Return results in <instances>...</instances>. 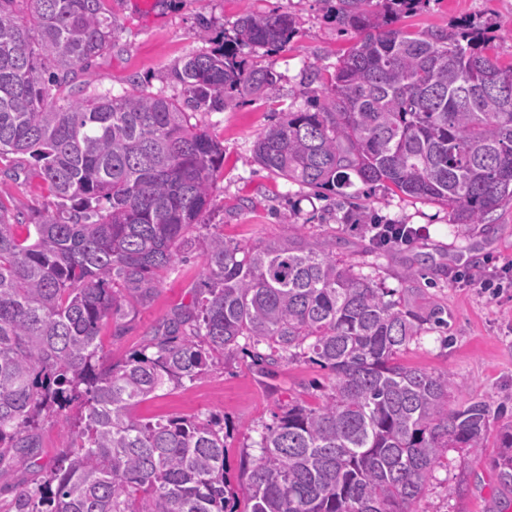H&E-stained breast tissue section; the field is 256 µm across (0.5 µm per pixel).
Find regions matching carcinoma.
Returning a JSON list of instances; mask_svg holds the SVG:
<instances>
[{"mask_svg":"<svg viewBox=\"0 0 512 512\" xmlns=\"http://www.w3.org/2000/svg\"><path fill=\"white\" fill-rule=\"evenodd\" d=\"M422 0H338L358 40L339 60L330 102L285 114L254 144L269 172L317 192L370 184L448 206L452 223L486 224L512 201V64L475 27L406 31ZM285 12L245 11L233 46L194 53L169 73L185 98L134 88L63 97L112 49L104 0H0V158L23 154L58 199L22 225L0 202V464H23L39 426L80 405L44 479L14 512H409L450 448L479 455L489 406L470 385L399 361L429 318L294 227L242 246L208 230L224 149L186 109L221 111L239 95L276 94V75L239 59L285 47ZM201 258L205 288L143 347L103 363L101 331L127 329L160 275ZM244 339L256 365L304 358L329 370L326 399L288 405L243 464L240 501L226 472L224 426L133 409L192 382ZM496 478L512 490V425L497 435Z\"/></svg>","mask_w":512,"mask_h":512,"instance_id":"carcinoma-1","label":"carcinoma"}]
</instances>
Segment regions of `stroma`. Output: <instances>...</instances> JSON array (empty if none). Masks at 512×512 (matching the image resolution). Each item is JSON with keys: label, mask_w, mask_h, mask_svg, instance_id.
Wrapping results in <instances>:
<instances>
[{"label": "stroma", "mask_w": 512, "mask_h": 512, "mask_svg": "<svg viewBox=\"0 0 512 512\" xmlns=\"http://www.w3.org/2000/svg\"><path fill=\"white\" fill-rule=\"evenodd\" d=\"M112 17L111 50L89 69L92 93H122L132 83L167 97L182 98L181 86L167 78L168 69L192 53L223 49L244 10H279L295 21V33L280 50H258L245 62L277 76L274 97L251 95L234 100L224 111L199 112L224 149V164L211 195L209 223L226 240L242 245L280 239L293 225L307 235L334 242L336 252L364 275L388 288L409 287L415 311L429 320L418 341L400 354L403 364L434 373H451L472 385L470 395L490 406L492 429L512 424V287L484 291L446 274L447 265L475 270L512 261V204L494 213L491 223L471 225L468 234L450 224L447 206L397 194L379 184L354 181L345 195L318 194L263 169L255 160L258 135L282 113L315 110L327 101V82L339 59L355 43L354 32L339 30L330 0H106ZM207 36H200L201 22ZM472 24L482 29L501 65L512 64V0H422L399 25L410 32ZM20 155L0 158V201L31 224L54 212L57 203L37 177L11 179L8 169L23 163ZM424 226L425 234L409 247L375 248L364 230L373 221ZM420 274L402 281L410 263ZM205 279L197 255L177 263L154 298L130 316L123 336L104 339V360L112 363L140 348L174 311L190 304ZM332 378L308 361H284L261 375L242 348L224 354L220 366L194 382L168 389L135 410L143 418L217 417L224 425L228 476L238 494L243 460L260 453L256 443L265 426L288 408L289 401L315 404L330 391ZM41 449L26 464L0 468V512H7L16 491L31 484L62 447L61 428L51 422L40 430ZM496 446L474 457L449 449L436 465L411 512H488L501 503L512 512V492L501 489L493 461Z\"/></svg>", "instance_id": "stroma-1"}]
</instances>
